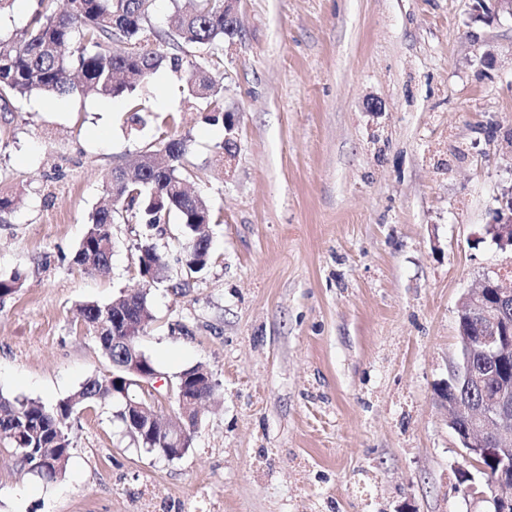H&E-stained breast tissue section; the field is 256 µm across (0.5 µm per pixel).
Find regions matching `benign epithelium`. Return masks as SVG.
<instances>
[{"instance_id": "obj_1", "label": "benign epithelium", "mask_w": 512, "mask_h": 512, "mask_svg": "<svg viewBox=\"0 0 512 512\" xmlns=\"http://www.w3.org/2000/svg\"><path fill=\"white\" fill-rule=\"evenodd\" d=\"M475 19L491 23L501 13L512 16V0H473ZM496 210L494 222L485 226L482 239H490L501 251H512V187L505 190ZM512 266L495 267L487 272L481 285L465 292L457 302L459 322L457 343L459 353L448 366V379L440 389L439 397L448 405V426L455 433L462 456L481 474L487 473L484 461L492 459L497 466V484L500 491L491 495L486 483H472L469 494L487 503V512H512V376L504 372L512 362ZM474 322L480 339L471 338L464 325ZM481 354L499 368L496 376L497 395L487 401L466 397L457 391V385L466 380L481 384L489 374L476 363L475 355ZM129 371L139 377L136 381L144 394L137 407L149 410L145 396L151 395V381L155 373H142L137 366ZM214 383L203 369L185 375L177 386L174 400L178 403L177 417L167 423V438L171 445L166 459L183 454L180 444L192 434L199 424L200 396L211 393Z\"/></svg>"}]
</instances>
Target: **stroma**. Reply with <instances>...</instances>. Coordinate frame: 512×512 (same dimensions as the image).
<instances>
[{"mask_svg": "<svg viewBox=\"0 0 512 512\" xmlns=\"http://www.w3.org/2000/svg\"><path fill=\"white\" fill-rule=\"evenodd\" d=\"M216 74L224 128L162 69L123 98L34 94L0 111V393L54 404L111 373L78 308L140 289V224L112 227L108 273L74 264L107 175L187 141L211 259L148 296L138 341L175 407L180 373L216 384L192 444L139 447L118 401L72 421L69 469L28 473L0 444V512H485L435 393L457 356L456 304L512 254L481 241L512 185V18L472 0H239ZM494 68L481 63L484 52ZM490 2V5L486 2ZM475 19L492 23L500 13H507L512 18V0H473Z\"/></svg>", "mask_w": 512, "mask_h": 512, "instance_id": "obj_1", "label": "stroma"}]
</instances>
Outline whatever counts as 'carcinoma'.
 I'll list each match as a JSON object with an SVG mask.
<instances>
[{"mask_svg":"<svg viewBox=\"0 0 512 512\" xmlns=\"http://www.w3.org/2000/svg\"><path fill=\"white\" fill-rule=\"evenodd\" d=\"M150 0H67L66 10L55 9V0H39V8L28 23L12 33L0 34V101L9 106L34 91L57 96L74 92L130 100L128 122L142 121L137 87L161 68L185 80L188 95L209 102L206 120L224 123V88L211 75L207 64L224 51V43L240 37L238 29L224 23V0H194L189 12L175 11L172 31L155 29L148 19ZM199 50L188 57L185 47ZM166 162L149 158L125 171L127 185L123 200L113 201L112 177L106 178L108 199L98 206L75 253V263L103 272L109 269L114 247L112 225L146 224L159 232L176 215L186 242L179 259L189 274L203 271L209 261L208 233L201 228L212 223L207 200L189 199L181 190L188 170L184 165L187 144L168 139L161 144ZM168 199L155 207L151 192ZM138 274L143 288L132 297L119 295L101 305L88 302L81 307L86 327L92 329L103 354L112 357V336L137 341L152 319L148 304L150 288L168 278L169 262L155 246L138 247ZM23 275L15 271L0 275V297L22 288ZM121 316V326L112 328V318ZM134 374L117 370L112 376L86 379L73 393L46 406L41 402L10 399L0 394V439L28 470L45 471L52 481L65 475L71 450V419L84 405L121 398L129 391ZM131 437L139 446L159 454L167 447L159 433Z\"/></svg>","mask_w":512,"mask_h":512,"instance_id":"cac0c4a2","label":"carcinoma"}]
</instances>
